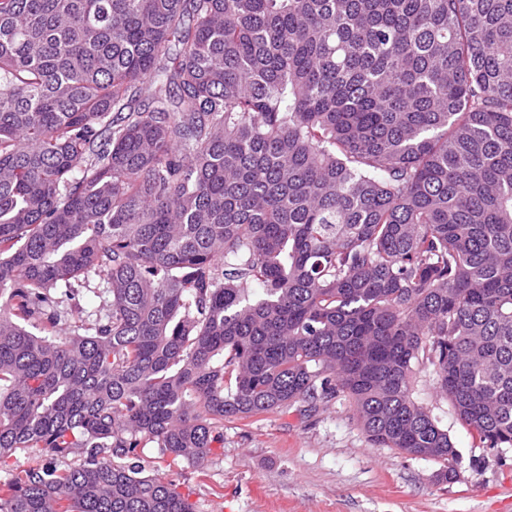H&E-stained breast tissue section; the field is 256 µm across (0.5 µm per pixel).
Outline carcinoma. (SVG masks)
<instances>
[{
	"label": "carcinoma",
	"instance_id": "obj_1",
	"mask_svg": "<svg viewBox=\"0 0 512 512\" xmlns=\"http://www.w3.org/2000/svg\"><path fill=\"white\" fill-rule=\"evenodd\" d=\"M3 296L0 512H193L128 459L341 397L453 478L422 368L512 448V0H0ZM100 304H102L100 299L95 297L94 293L83 289L75 300L70 301L71 311H69V320L66 321L68 324L59 326V328H61L59 334L64 335L68 332L69 323L78 322L81 317L85 318L87 314H92L94 311L100 309ZM44 453L41 448H30L16 455V458H10L5 463L0 464L1 477L7 475L12 469L20 466L21 468L33 465L36 462L45 459Z\"/></svg>",
	"mask_w": 512,
	"mask_h": 512
}]
</instances>
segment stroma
Instances as JSON below:
<instances>
[{
	"label": "stroma",
	"mask_w": 512,
	"mask_h": 512,
	"mask_svg": "<svg viewBox=\"0 0 512 512\" xmlns=\"http://www.w3.org/2000/svg\"><path fill=\"white\" fill-rule=\"evenodd\" d=\"M415 396L448 430L453 480L434 461L372 446L343 399L225 419L200 468L167 467L157 448L141 449L139 463L195 512H512V448L478 447L428 372Z\"/></svg>",
	"instance_id": "1"
}]
</instances>
